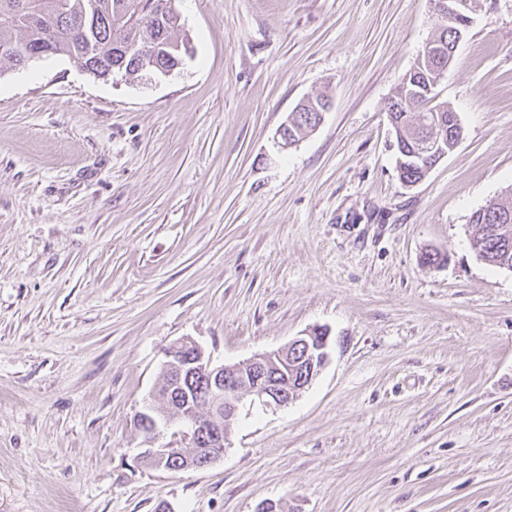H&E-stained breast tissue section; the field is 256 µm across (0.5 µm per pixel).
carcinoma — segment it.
Segmentation results:
<instances>
[{"label": "carcinoma", "instance_id": "cac0c4a2", "mask_svg": "<svg viewBox=\"0 0 512 512\" xmlns=\"http://www.w3.org/2000/svg\"><path fill=\"white\" fill-rule=\"evenodd\" d=\"M463 18L444 15L438 18L431 35L435 41L452 42ZM182 24L176 0H0V48L9 47L19 58L31 52L48 51L63 55L86 68L90 45L112 43V72L128 78H141L173 69L188 53V39L181 35ZM154 43L153 65L117 54L118 46L132 38ZM181 46V51L174 47ZM440 77L436 64L425 65L409 78H401L389 113L395 135L396 150L413 152L426 140L433 119L438 117L448 126V149H453L461 136L456 112L444 101H434L428 94ZM312 105L296 113L288 124V140L298 142L320 122L316 109L329 103L325 95L311 98ZM484 208L475 210L469 223L475 227L472 241L477 243L476 255L494 267L512 268V242L504 244L490 238L491 225Z\"/></svg>", "mask_w": 512, "mask_h": 512}]
</instances>
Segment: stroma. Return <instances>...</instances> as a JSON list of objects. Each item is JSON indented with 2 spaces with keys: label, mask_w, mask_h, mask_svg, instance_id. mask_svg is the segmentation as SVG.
<instances>
[{
  "label": "stroma",
  "mask_w": 512,
  "mask_h": 512,
  "mask_svg": "<svg viewBox=\"0 0 512 512\" xmlns=\"http://www.w3.org/2000/svg\"><path fill=\"white\" fill-rule=\"evenodd\" d=\"M177 7L171 75L0 78V512H512V271L469 223L512 187V0H479L439 88L462 136L411 187L386 103L430 0ZM312 329L321 373L223 458L134 467L171 343L234 363ZM311 101L313 102V104L303 108L301 111L291 112L290 114H296L294 122L288 124V117L290 116L289 114L283 125L278 130L277 137H280L281 139L278 140V145L282 149H286L288 148V146H290L288 145V142H286V140L282 138L283 129L285 126H288V129L285 130V133L287 132L288 134V141L295 143L299 142L302 138H304L307 134L312 132L319 125V122L321 121L319 114H323L324 112H316L315 107L322 109L321 104H327L330 103V101L326 95H317L315 97H312Z\"/></svg>",
  "instance_id": "stroma-1"
}]
</instances>
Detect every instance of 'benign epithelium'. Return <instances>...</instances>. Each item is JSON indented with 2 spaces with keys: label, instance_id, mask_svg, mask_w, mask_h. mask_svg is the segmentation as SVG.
<instances>
[{
  "label": "benign epithelium",
  "instance_id": "7a95c632",
  "mask_svg": "<svg viewBox=\"0 0 512 512\" xmlns=\"http://www.w3.org/2000/svg\"><path fill=\"white\" fill-rule=\"evenodd\" d=\"M436 14L449 11L473 22L470 0H434ZM455 43L446 47L431 43L426 58L453 59ZM447 135L433 131L423 152L410 154V160L428 170L436 159L446 156ZM328 336L309 330L294 337L284 347L255 355L236 363H216L190 338H183L164 350L163 368L170 381L165 388L145 399L135 422L142 438L134 457L136 466L147 469H203L224 456L227 432L244 406L276 409L288 406L319 375L328 359ZM179 417L178 446L158 441L170 422L171 413Z\"/></svg>",
  "mask_w": 512,
  "mask_h": 512
}]
</instances>
